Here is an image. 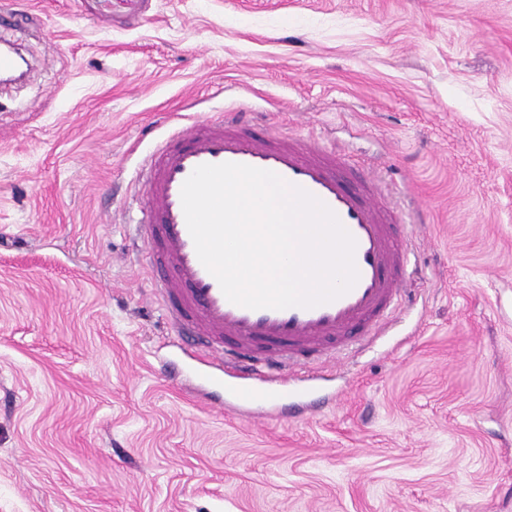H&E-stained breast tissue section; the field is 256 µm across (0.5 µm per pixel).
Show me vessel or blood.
Returning a JSON list of instances; mask_svg holds the SVG:
<instances>
[{"instance_id":"b4317fda","label":"vessel or blood","mask_w":512,"mask_h":512,"mask_svg":"<svg viewBox=\"0 0 512 512\" xmlns=\"http://www.w3.org/2000/svg\"><path fill=\"white\" fill-rule=\"evenodd\" d=\"M269 170L302 187L338 217L356 241L359 279L338 299L313 308L249 309L227 300L200 262L184 216L181 189L202 164ZM137 227L154 291L168 324L189 342V360L222 387L226 403L278 408L296 396L291 373L313 379L314 365L361 349L406 299L411 226L381 180L350 169L312 137L259 131L247 112L182 128L146 157Z\"/></svg>"}]
</instances>
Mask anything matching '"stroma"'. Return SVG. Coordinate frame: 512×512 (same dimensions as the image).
<instances>
[{
  "mask_svg": "<svg viewBox=\"0 0 512 512\" xmlns=\"http://www.w3.org/2000/svg\"><path fill=\"white\" fill-rule=\"evenodd\" d=\"M0 512H512V0H0ZM422 207L414 302L301 412L197 387L131 227L224 110Z\"/></svg>",
  "mask_w": 512,
  "mask_h": 512,
  "instance_id": "35a3bbf8",
  "label": "stroma"
}]
</instances>
